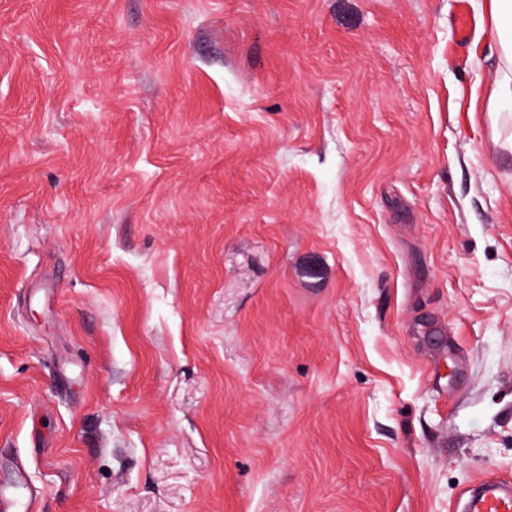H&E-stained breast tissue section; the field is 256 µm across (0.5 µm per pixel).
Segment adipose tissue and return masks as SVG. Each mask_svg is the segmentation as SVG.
Masks as SVG:
<instances>
[{"label": "adipose tissue", "mask_w": 512, "mask_h": 512, "mask_svg": "<svg viewBox=\"0 0 512 512\" xmlns=\"http://www.w3.org/2000/svg\"><path fill=\"white\" fill-rule=\"evenodd\" d=\"M485 14L501 61L500 76L490 98V109L496 112L512 106V0H486Z\"/></svg>", "instance_id": "obj_1"}]
</instances>
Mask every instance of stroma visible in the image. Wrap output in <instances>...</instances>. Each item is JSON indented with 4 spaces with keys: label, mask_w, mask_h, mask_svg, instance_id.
Masks as SVG:
<instances>
[{
    "label": "stroma",
    "mask_w": 512,
    "mask_h": 512,
    "mask_svg": "<svg viewBox=\"0 0 512 512\" xmlns=\"http://www.w3.org/2000/svg\"><path fill=\"white\" fill-rule=\"evenodd\" d=\"M456 0H0V476L40 512H448L512 476V114Z\"/></svg>",
    "instance_id": "1"
}]
</instances>
